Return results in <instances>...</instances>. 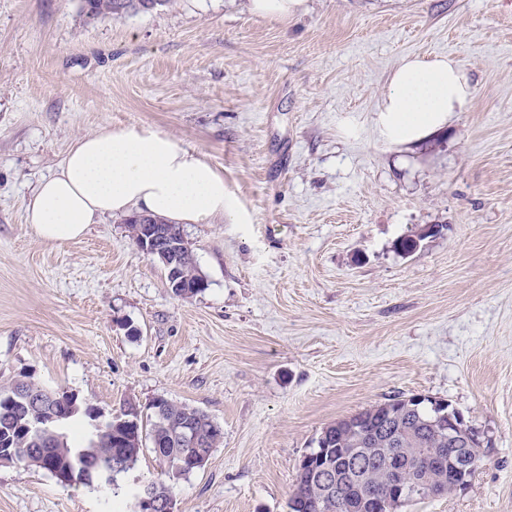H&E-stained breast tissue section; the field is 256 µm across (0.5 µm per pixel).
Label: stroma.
<instances>
[{
  "mask_svg": "<svg viewBox=\"0 0 512 512\" xmlns=\"http://www.w3.org/2000/svg\"><path fill=\"white\" fill-rule=\"evenodd\" d=\"M409 54L452 55L474 97L443 133L388 145L374 110ZM119 127L224 173L232 213L183 227L209 281L194 298L123 216L66 244L25 222L71 145ZM23 374L107 416L168 398L220 423L174 512H288L325 426L416 393L486 448L467 486L404 512H512V0H308L285 21L247 0L101 21L78 0H0V385ZM116 505L0 465V512Z\"/></svg>",
  "mask_w": 512,
  "mask_h": 512,
  "instance_id": "obj_1",
  "label": "stroma"
}]
</instances>
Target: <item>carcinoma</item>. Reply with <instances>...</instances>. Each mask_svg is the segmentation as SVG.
<instances>
[{"mask_svg": "<svg viewBox=\"0 0 512 512\" xmlns=\"http://www.w3.org/2000/svg\"><path fill=\"white\" fill-rule=\"evenodd\" d=\"M172 0H80L83 15L97 21L108 17L121 16L129 12H148L170 4ZM197 263L194 250H186L178 256L180 277L194 282ZM35 392L41 387L27 375H22L8 386H0V449L16 448L22 454H32L29 465L42 468L52 474L58 472L57 466H86L94 470L108 466L114 454L123 456V469L113 474L117 480L121 474L134 469L143 450V440L150 442L155 457L167 463V480L150 481L160 495L170 494L176 480L189 475L187 471H177L174 462L182 455H192L201 450L208 454L218 447L224 433L216 432L214 420L198 408L161 399L162 413H152L149 429H144L143 419L130 428L116 426L112 429H94L83 433L82 422L88 419L92 406L78 401V406L70 405V399L63 397L43 409V412L63 418V429L43 442H37L22 431L31 416V410L20 406L9 411L4 409V396L18 390ZM435 400L412 405L411 399L398 395L389 399V407L375 408L371 404L348 419L338 420L322 430L324 443L331 448V454L342 448H434L450 460L455 449L448 444V434L432 424ZM189 427L193 431V440L185 442L177 436V430ZM396 468L418 467L419 476L428 485L437 483L448 470L433 466L432 462L409 458L401 453L393 457ZM342 494L359 496L368 487L382 484L388 473L374 458H365L352 464L343 472ZM295 496L301 500L313 501L318 497L317 487L307 477L296 475Z\"/></svg>", "mask_w": 512, "mask_h": 512, "instance_id": "obj_1", "label": "carcinoma"}]
</instances>
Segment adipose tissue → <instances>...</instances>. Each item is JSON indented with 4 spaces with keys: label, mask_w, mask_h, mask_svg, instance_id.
Returning <instances> with one entry per match:
<instances>
[{
    "label": "adipose tissue",
    "mask_w": 512,
    "mask_h": 512,
    "mask_svg": "<svg viewBox=\"0 0 512 512\" xmlns=\"http://www.w3.org/2000/svg\"><path fill=\"white\" fill-rule=\"evenodd\" d=\"M473 93L452 56H405L376 108L375 132L389 145L420 143L467 111ZM232 209L223 172L170 135L124 128L78 139L29 198L26 222L42 241L64 244L106 214L208 224Z\"/></svg>",
    "instance_id": "1"
}]
</instances>
